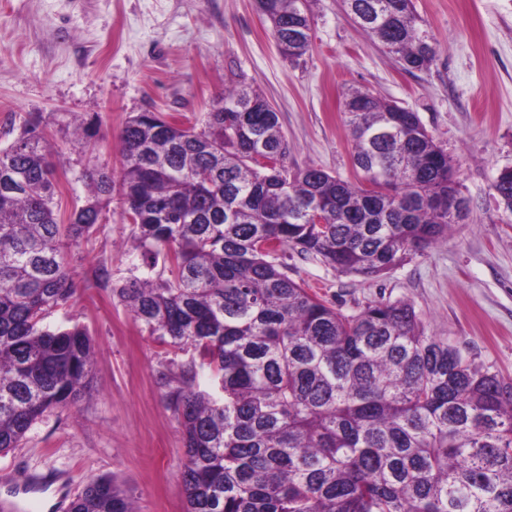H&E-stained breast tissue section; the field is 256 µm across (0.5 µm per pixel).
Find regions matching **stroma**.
I'll list each match as a JSON object with an SVG mask.
<instances>
[{
	"label": "stroma",
	"instance_id": "stroma-1",
	"mask_svg": "<svg viewBox=\"0 0 512 512\" xmlns=\"http://www.w3.org/2000/svg\"><path fill=\"white\" fill-rule=\"evenodd\" d=\"M416 8L438 56L429 70L408 73L361 34L342 0H317L311 48L296 61L279 52L256 0H0V146L11 141L10 124L34 113L57 173L90 159L116 170L130 113L154 109L192 123L237 81L278 110L290 165L350 180L345 94L361 88L397 102L418 112L458 163L465 222L446 243L375 278L338 273L289 248L279 260L290 278L346 314L374 301L411 303L427 333L512 379V214L491 188L512 167V0H416ZM69 116L97 120L91 152L66 127ZM133 231L112 202L74 251L76 292L43 324L88 331L92 379L77 407L45 413L18 448L0 454V501L18 492L47 512L53 492L29 486L53 470L74 497L89 479L108 476L138 512H185L182 434L166 381L192 364L203 390L211 370L198 350L149 336L117 296L126 280L148 272ZM102 264L111 283L95 277Z\"/></svg>",
	"mask_w": 512,
	"mask_h": 512
}]
</instances>
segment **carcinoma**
I'll list each match as a JSON object with an SVG mask.
<instances>
[{
	"label": "carcinoma",
	"mask_w": 512,
	"mask_h": 512,
	"mask_svg": "<svg viewBox=\"0 0 512 512\" xmlns=\"http://www.w3.org/2000/svg\"><path fill=\"white\" fill-rule=\"evenodd\" d=\"M314 0H257L280 53L311 47ZM406 72L438 49L414 0H343ZM356 180L288 165L278 112L245 84L214 96L197 123L136 112L120 131L122 166L73 174L86 194L68 223L40 119L0 147V453L54 408L80 400L93 345L46 312L75 294L71 248L118 192L136 247L157 276L116 289L162 343L214 368L195 387L181 368L168 398L182 430L185 512H512V380L425 333L405 301L345 314L278 261L311 255L374 278L448 238L467 214L457 163L418 113L356 88L345 99ZM492 190L512 212V169ZM322 223L313 221V214ZM70 512H136L110 477Z\"/></svg>",
	"instance_id": "1"
}]
</instances>
